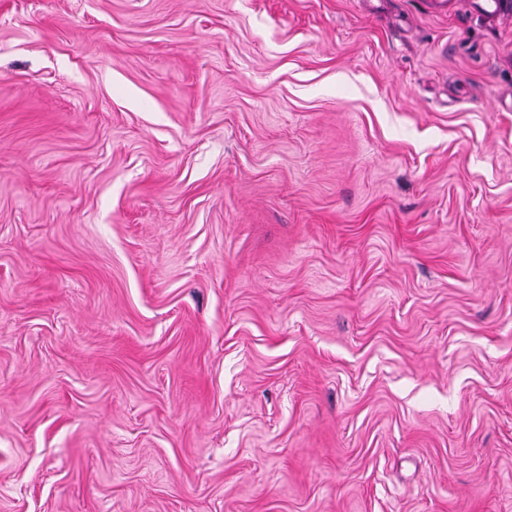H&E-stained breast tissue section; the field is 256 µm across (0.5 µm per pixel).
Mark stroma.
<instances>
[{
    "label": "stroma",
    "mask_w": 512,
    "mask_h": 512,
    "mask_svg": "<svg viewBox=\"0 0 512 512\" xmlns=\"http://www.w3.org/2000/svg\"><path fill=\"white\" fill-rule=\"evenodd\" d=\"M512 15L0 0V512H512Z\"/></svg>",
    "instance_id": "35a3bbf8"
}]
</instances>
